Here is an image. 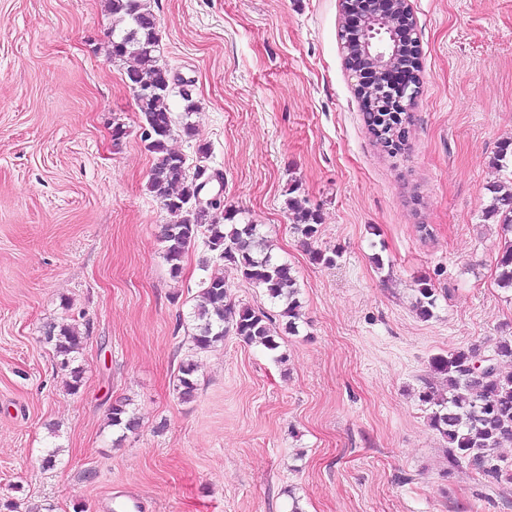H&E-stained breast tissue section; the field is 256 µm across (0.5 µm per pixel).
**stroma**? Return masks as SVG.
Segmentation results:
<instances>
[{
  "mask_svg": "<svg viewBox=\"0 0 512 512\" xmlns=\"http://www.w3.org/2000/svg\"><path fill=\"white\" fill-rule=\"evenodd\" d=\"M409 3L422 93L392 157L345 67L339 0H150L171 110L195 127L170 148L192 160L208 147L225 204L300 287L299 332H281L278 352L229 336L198 353L182 321L212 254L195 241L177 277L163 257L170 217L146 188L154 156L109 55L107 0H0V503L512 512V484L467 464L445 476L418 398L432 357L512 337L501 231L482 215L512 138V0ZM293 182L321 213L316 245L339 251L334 266L292 230ZM422 278L438 294L427 320L414 310ZM62 323L86 335L75 394L42 341ZM188 359L198 390L184 402ZM123 398L140 426L122 437L107 417ZM196 364L191 360L182 362L179 367L180 376L176 385L178 394L183 401H189L194 397L197 390V381L194 378Z\"/></svg>",
  "mask_w": 512,
  "mask_h": 512,
  "instance_id": "35a3bbf8",
  "label": "stroma"
}]
</instances>
